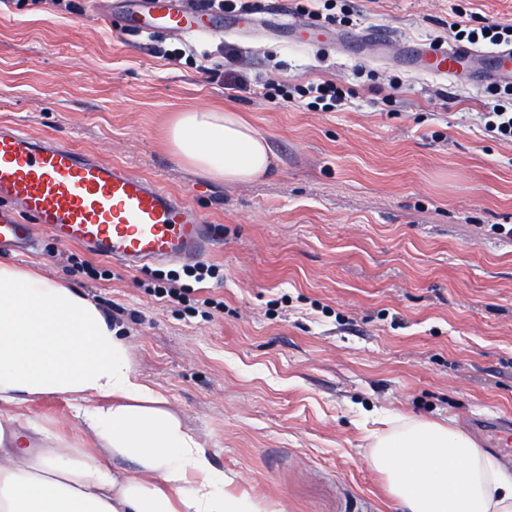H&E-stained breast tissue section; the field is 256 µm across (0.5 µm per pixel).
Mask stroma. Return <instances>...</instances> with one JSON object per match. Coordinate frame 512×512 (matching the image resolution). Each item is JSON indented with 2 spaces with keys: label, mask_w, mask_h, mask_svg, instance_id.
Wrapping results in <instances>:
<instances>
[{
  "label": "stroma",
  "mask_w": 512,
  "mask_h": 512,
  "mask_svg": "<svg viewBox=\"0 0 512 512\" xmlns=\"http://www.w3.org/2000/svg\"><path fill=\"white\" fill-rule=\"evenodd\" d=\"M348 27L396 43L453 38L449 24L512 26V0H338ZM180 50L179 59L169 51ZM245 75L250 92L200 62ZM493 58L458 76L414 72L273 31L208 37L117 34L85 0H0V123L122 164L184 195L224 246L218 277L188 280L178 302L128 271L38 230L39 269L96 302L132 368L271 512H395L369 461L382 417L469 431L512 417V142L484 127L501 83ZM276 80L346 93L264 98ZM240 112L265 135L271 171L217 183L167 143L178 113ZM214 306H204L205 298ZM73 448L90 446L57 399L32 408Z\"/></svg>",
  "instance_id": "stroma-1"
}]
</instances>
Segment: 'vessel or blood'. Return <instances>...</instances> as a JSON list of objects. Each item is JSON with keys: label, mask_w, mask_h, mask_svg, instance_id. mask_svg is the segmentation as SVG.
I'll return each instance as SVG.
<instances>
[{"label": "vessel or blood", "mask_w": 512, "mask_h": 512, "mask_svg": "<svg viewBox=\"0 0 512 512\" xmlns=\"http://www.w3.org/2000/svg\"><path fill=\"white\" fill-rule=\"evenodd\" d=\"M112 19L119 32L163 37L237 32L256 25L286 29L293 39L316 38L322 30L292 17L232 16L207 10L195 0H116ZM340 46L354 51L389 40L370 27L342 31ZM474 50L464 44L406 42L400 64L413 71L450 75ZM17 202L19 211L0 208V245L24 253L42 225L59 241L90 247L97 255L137 270L167 262L193 261L213 253L202 216L181 195L128 168L72 148L57 137H39L0 124V201ZM500 446L512 445V418L473 420Z\"/></svg>", "instance_id": "b4317fda"}]
</instances>
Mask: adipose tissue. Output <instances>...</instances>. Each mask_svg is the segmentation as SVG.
Listing matches in <instances>:
<instances>
[{
  "label": "adipose tissue",
  "instance_id": "obj_1",
  "mask_svg": "<svg viewBox=\"0 0 512 512\" xmlns=\"http://www.w3.org/2000/svg\"><path fill=\"white\" fill-rule=\"evenodd\" d=\"M170 151L209 179L246 184L273 163L237 112L198 108ZM63 400L99 446L76 453L24 409ZM401 512H512V475L464 431L394 414L369 454ZM134 373L104 311L77 288L0 260V512H265Z\"/></svg>",
  "mask_w": 512,
  "mask_h": 512
}]
</instances>
